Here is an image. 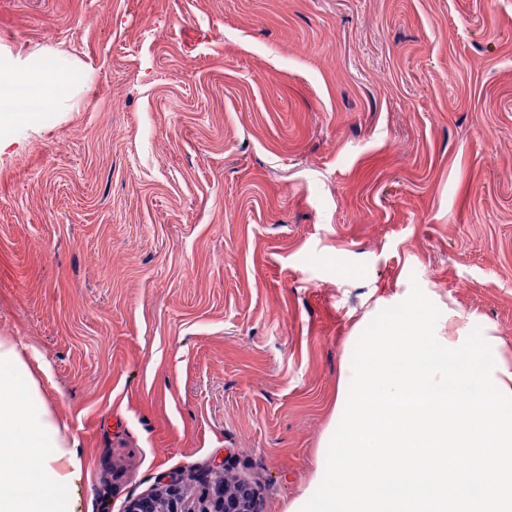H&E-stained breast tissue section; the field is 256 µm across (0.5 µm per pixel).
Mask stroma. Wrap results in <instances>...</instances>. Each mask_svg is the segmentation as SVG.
<instances>
[{
  "instance_id": "1",
  "label": "stroma",
  "mask_w": 512,
  "mask_h": 512,
  "mask_svg": "<svg viewBox=\"0 0 512 512\" xmlns=\"http://www.w3.org/2000/svg\"><path fill=\"white\" fill-rule=\"evenodd\" d=\"M1 49L91 70L0 149V337L77 512L216 458L288 512L412 285L512 356V0H0Z\"/></svg>"
}]
</instances>
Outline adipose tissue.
Returning <instances> with one entry per match:
<instances>
[{
    "mask_svg": "<svg viewBox=\"0 0 512 512\" xmlns=\"http://www.w3.org/2000/svg\"><path fill=\"white\" fill-rule=\"evenodd\" d=\"M89 82L86 67L62 52L0 57V88L40 89L46 112L72 111ZM27 370L18 346L0 339V512H76L82 463L37 383L19 387L16 376Z\"/></svg>",
    "mask_w": 512,
    "mask_h": 512,
    "instance_id": "ef3b65f1",
    "label": "adipose tissue"
}]
</instances>
